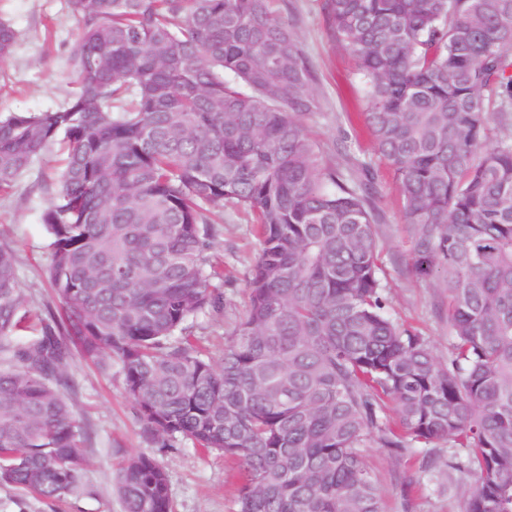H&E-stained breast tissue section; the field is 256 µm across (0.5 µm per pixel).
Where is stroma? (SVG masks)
Listing matches in <instances>:
<instances>
[{"label":"stroma","mask_w":512,"mask_h":512,"mask_svg":"<svg viewBox=\"0 0 512 512\" xmlns=\"http://www.w3.org/2000/svg\"><path fill=\"white\" fill-rule=\"evenodd\" d=\"M276 5L296 30L314 75L318 108L303 118V127L321 163L349 174L372 153L370 136L357 127L364 86L353 75L350 55L329 28L324 0H277ZM0 20L17 32L14 52L0 70V113L41 112L62 105L71 89L68 56L76 34L67 0H0ZM63 164L61 151L43 152L9 194H0V245L15 255L19 286L33 313L18 331L24 340L38 335L41 317L62 312L47 276L50 251L42 214ZM375 203L383 215L378 231L387 311L427 338L440 360H447L448 291L411 274L398 189L384 167L378 173ZM212 219L211 254L223 272L215 282L219 300L189 322L187 334L206 358L218 364L248 304V281L259 243L245 211L217 207ZM67 371L71 382L62 393L84 431L86 490L50 501L0 485V512H123L115 478L120 462L135 453L152 455L164 467L172 512H231L238 482L233 464L222 453L202 450L180 437L164 445L147 439L125 395L119 364L104 370L76 354ZM420 460L417 454L396 458L379 448L368 449L384 512H461L464 475L453 471L441 489L414 491L410 484L419 475Z\"/></svg>","instance_id":"1"}]
</instances>
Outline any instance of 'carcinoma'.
Wrapping results in <instances>:
<instances>
[{"label": "carcinoma", "mask_w": 512, "mask_h": 512, "mask_svg": "<svg viewBox=\"0 0 512 512\" xmlns=\"http://www.w3.org/2000/svg\"><path fill=\"white\" fill-rule=\"evenodd\" d=\"M273 0H70L72 91L0 114V193L64 155L42 220L63 313L32 317L0 246V484L83 488V431L60 394L72 347L112 359L144 431L233 460V512H382L366 449L423 451L418 483L469 475L462 512H512V0H326L366 85L363 124L393 173L411 273L448 289L452 341L387 312L376 164L323 166L302 118L307 55ZM16 33L0 21V66ZM251 211L260 252L220 365L185 325L214 303V206ZM448 444V455L438 450ZM123 512H171L147 454Z\"/></svg>", "instance_id": "cac0c4a2"}]
</instances>
